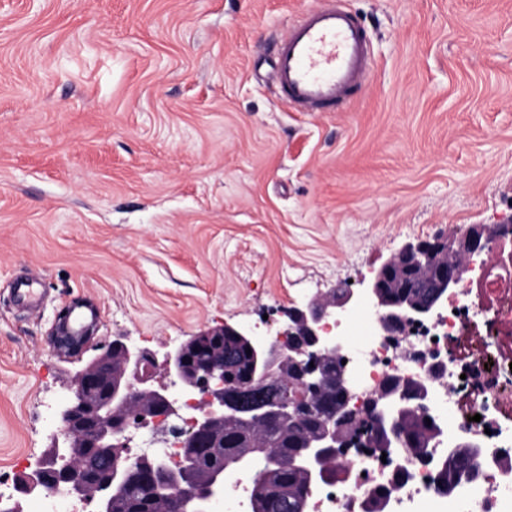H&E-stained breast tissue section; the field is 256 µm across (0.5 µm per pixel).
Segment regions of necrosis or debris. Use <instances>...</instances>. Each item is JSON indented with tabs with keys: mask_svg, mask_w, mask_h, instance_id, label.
I'll use <instances>...</instances> for the list:
<instances>
[{
	"mask_svg": "<svg viewBox=\"0 0 512 512\" xmlns=\"http://www.w3.org/2000/svg\"><path fill=\"white\" fill-rule=\"evenodd\" d=\"M474 312L483 314L490 328L512 323V253L502 247H493L490 257L465 270L442 313L401 341L387 336L379 317L365 306L339 322L342 354L359 387L352 407L364 410L384 376L424 379L440 363L445 372L437 376L433 406L446 437L431 449L430 460L403 468L364 449H347L338 465L350 471V479L315 486L309 512H365L367 502L381 493L386 496L384 512H512V426L497 419L502 390L512 387V363L490 366L479 353L462 362L448 350ZM462 438L479 445V464L456 489L439 495L435 463Z\"/></svg>",
	"mask_w": 512,
	"mask_h": 512,
	"instance_id": "1",
	"label": "necrosis or debris"
}]
</instances>
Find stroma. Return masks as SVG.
<instances>
[{
	"label": "stroma",
	"mask_w": 512,
	"mask_h": 512,
	"mask_svg": "<svg viewBox=\"0 0 512 512\" xmlns=\"http://www.w3.org/2000/svg\"><path fill=\"white\" fill-rule=\"evenodd\" d=\"M320 3L0 0L1 480L83 366L47 341L71 301L160 359L512 218V0H346L374 77L295 112L268 47Z\"/></svg>",
	"instance_id": "1"
}]
</instances>
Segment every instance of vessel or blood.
I'll list each match as a JSON object with an SVG mask.
<instances>
[{
	"label": "vessel or blood",
	"instance_id": "vessel-or-blood-1",
	"mask_svg": "<svg viewBox=\"0 0 512 512\" xmlns=\"http://www.w3.org/2000/svg\"><path fill=\"white\" fill-rule=\"evenodd\" d=\"M279 100L301 112H341L371 73L368 37L339 0L305 12L275 47Z\"/></svg>",
	"mask_w": 512,
	"mask_h": 512
}]
</instances>
